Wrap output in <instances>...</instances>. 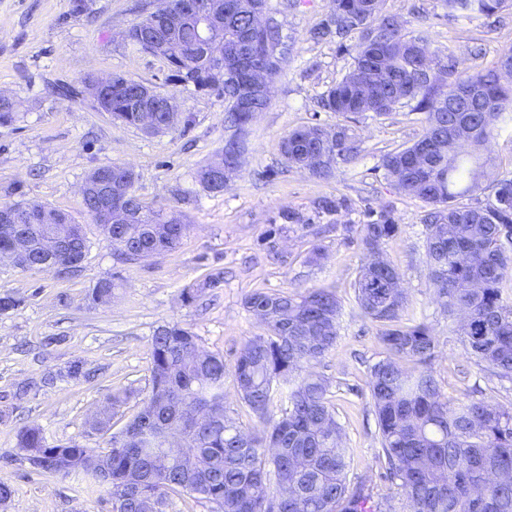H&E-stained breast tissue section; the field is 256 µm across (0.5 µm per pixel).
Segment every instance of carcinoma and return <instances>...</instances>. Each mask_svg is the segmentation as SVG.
Segmentation results:
<instances>
[{"label":"carcinoma","instance_id":"carcinoma-1","mask_svg":"<svg viewBox=\"0 0 512 512\" xmlns=\"http://www.w3.org/2000/svg\"><path fill=\"white\" fill-rule=\"evenodd\" d=\"M224 8L222 42L211 56L196 50L195 20L170 26L166 16L181 0H159L156 11L129 28L126 39L167 62L175 86L214 92L230 104L256 74L266 78L287 64L289 47L278 22L266 26V0H196ZM328 18L310 31L316 41L335 40L339 47L358 35L349 72L322 95L323 109L340 118L330 131L320 124L289 132L281 145L286 164L320 178L332 176L342 162L354 163L364 152L350 122L372 112L386 116L408 107L424 115L423 135L412 145L381 157L386 179L401 195L420 199L430 210L424 217L425 245L434 294L448 315L458 318L456 332L478 366L512 379V173L495 179L487 201L478 206L461 199L480 190L484 163L475 153L512 122V49L496 65L470 73L455 72L431 50L423 29L414 37L401 33L398 20L380 11L381 0H332ZM507 0H444L448 15L472 19L501 11ZM463 84L475 88L476 101L466 112L448 111V98ZM139 82L116 74L112 84V119L155 133L170 130L178 116L146 112L134 98ZM253 99L244 111H225L233 134L224 143L219 176L194 174L203 190L224 191L225 175L239 172L240 135L269 105ZM112 185L126 197L112 212V245L121 260L158 257L177 249L186 234L183 215L145 202L134 190L136 175L123 164H109ZM22 229L28 264L43 260L45 234L56 225L41 223L53 208L30 200L13 203ZM351 207L344 196L318 203L322 214ZM66 252L83 263L89 241L83 226L66 212ZM366 221L347 224L365 261L355 282L362 313L382 326L385 357L370 368L369 395L381 438L382 468L398 498L387 512H512V410L482 399L448 401L431 367L436 352L432 328L405 325L404 289L388 261L377 265L382 246L399 232L393 207L368 208ZM117 284L97 282L95 304H109ZM245 307L265 333L248 338L234 365L242 402L263 425L260 432L242 428L224 407V356L201 348L199 339L177 322L156 328L151 342V379L143 406L126 425L111 432L112 419L126 401L112 397V410L89 421V428L111 433L109 448L97 452L77 443H48L36 425L18 431L23 459L52 477L81 474L95 491L112 500L113 512H165L170 496L187 494L210 504L211 512H378L380 507L362 481L348 478L350 449L342 441L327 380L312 372L336 345L340 303L335 292H251ZM279 412H274L275 406ZM183 420L191 440V460L183 466L157 467L155 455L167 438L166 428Z\"/></svg>","mask_w":512,"mask_h":512}]
</instances>
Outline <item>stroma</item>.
Masks as SVG:
<instances>
[{
  "instance_id": "obj_1",
  "label": "stroma",
  "mask_w": 512,
  "mask_h": 512,
  "mask_svg": "<svg viewBox=\"0 0 512 512\" xmlns=\"http://www.w3.org/2000/svg\"><path fill=\"white\" fill-rule=\"evenodd\" d=\"M85 14L71 0H0V92L16 103L18 116L0 125V204L36 200L69 213L83 224L89 250L75 275L24 271L0 262V293L17 298V309L0 314V478L16 493L4 512H112L111 500L89 490L81 477L65 479L34 471L20 457L17 432L43 429L49 442L74 441L102 448L89 433L90 414L109 395L130 391L123 408L133 415L150 383V349L159 325L188 327L207 351L233 367L243 343L263 328L244 306L252 291L293 292L329 288L341 303L336 345L315 365L330 385L336 419L351 450L349 477L364 480L374 500L393 494L378 461L380 435L367 385L368 367L384 355L379 328L359 309L354 282L365 252L344 227L359 223L364 207L393 206L400 226L383 247L402 274L406 323L425 322L437 338L432 368L449 399L478 393L512 410V380L480 369L465 353L453 324L435 301L426 264L425 205L399 195L379 167L382 155L411 145L424 129L408 108L385 117L366 113L355 130L366 149L356 163L338 164L329 178L282 164L280 145L295 128L334 126V113L318 101L348 72L356 53L335 42H314L310 32L327 18L330 0H270L281 11L289 62L275 76L267 109L244 138V165L224 191L209 193L193 173L221 152L224 100L183 89L168 80L166 63L124 40V32L157 0H86ZM403 33L428 28L438 55L454 51L458 72L494 65L512 49V8L474 20L449 16L443 0H383ZM121 73L175 95L189 125L148 135L95 111L89 97L65 98L56 85H80L88 74ZM131 166L143 199L183 214L189 226L181 246L162 256L121 263L86 214L79 188L94 169ZM344 196L350 210L317 213L326 196ZM310 218L309 227L286 225L282 212ZM324 259L307 263L312 246ZM219 276L216 286L205 275ZM120 283L110 304L89 298L101 280ZM83 376L68 377L73 365ZM26 394H18L19 386Z\"/></svg>"
}]
</instances>
